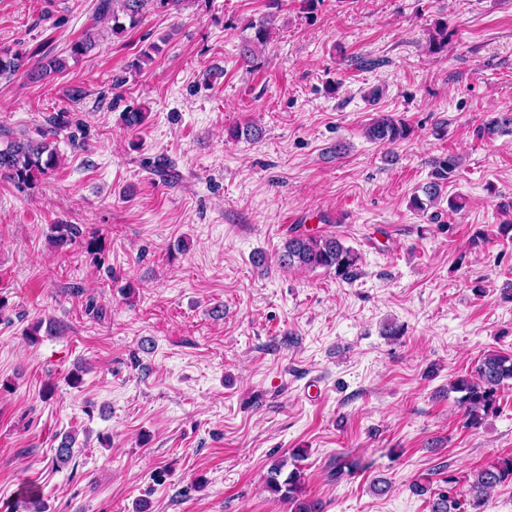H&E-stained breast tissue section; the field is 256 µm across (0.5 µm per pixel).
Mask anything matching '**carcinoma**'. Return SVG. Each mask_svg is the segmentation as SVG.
Wrapping results in <instances>:
<instances>
[{"instance_id": "carcinoma-1", "label": "carcinoma", "mask_w": 512, "mask_h": 512, "mask_svg": "<svg viewBox=\"0 0 512 512\" xmlns=\"http://www.w3.org/2000/svg\"><path fill=\"white\" fill-rule=\"evenodd\" d=\"M184 0H99L97 19L112 20V35L119 37L127 27L135 26L143 14L151 9L162 12L179 11ZM275 13L270 12L258 21H251L247 28L253 30L249 42L264 44L272 33ZM27 65L26 57L9 49L0 50V78L9 79ZM409 127L405 122L388 115H380L364 129V136L375 143L394 145L407 138ZM40 139L23 137L10 141L0 148V178L12 180L25 186L37 184L56 165V153L48 138L67 134L75 149L85 148V133L79 122L68 112H51L44 118V127L39 130ZM489 137L512 136V113L501 112L483 126ZM454 156L435 161L430 181L419 188L410 199V208L424 212L441 199L446 181L456 168ZM53 243L63 248L83 235L75 224L53 226ZM281 267L286 269L314 270L325 268L336 272V276L351 279L357 269L359 256L355 250L344 246L339 238L325 234H295L285 241L278 256ZM512 381V357L491 351L484 354L474 365L470 374L460 376L450 383L449 391L458 394L457 401L463 409L467 427L477 429L484 423L489 412L496 408L498 392L506 382ZM72 439L65 436L55 451L54 465L61 467L71 460ZM285 463L271 464L266 478V487L291 505V512H323L322 502L302 495V474L295 469L281 478ZM363 471L362 462L351 459L336 460L333 475L341 478ZM450 487L431 495L430 512H489L492 492L500 485L512 483V455L498 459L486 468L476 471L467 481L464 498L452 493L454 476H448Z\"/></svg>"}]
</instances>
